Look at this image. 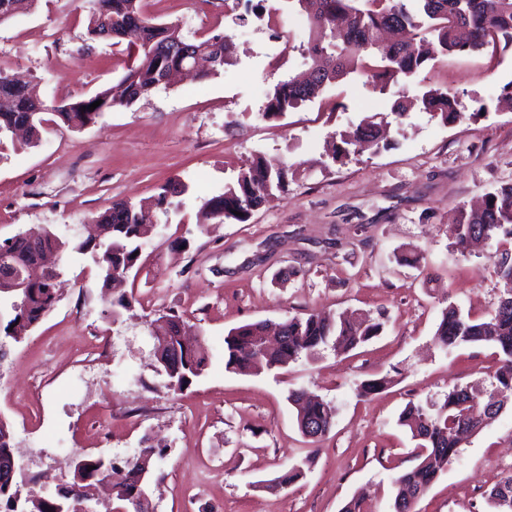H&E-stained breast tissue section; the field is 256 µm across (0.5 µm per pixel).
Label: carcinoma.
<instances>
[{
	"mask_svg": "<svg viewBox=\"0 0 512 512\" xmlns=\"http://www.w3.org/2000/svg\"><path fill=\"white\" fill-rule=\"evenodd\" d=\"M35 0H0V22L18 12L28 10ZM87 33L92 37H110V32L131 22L143 26V36L136 44L124 67V106L129 107L162 85L172 71L187 64L182 49L207 54L210 68L200 74L208 77L224 69L231 55V38L224 34L201 36L189 41L178 22H157L146 14L145 0H92ZM292 7L307 12L310 34L307 47L311 60L308 75L279 81L268 95L263 116L280 118L304 102L316 98L326 87L351 75L366 83L395 84L414 76L426 63L449 54L480 55L487 49L512 48V0H289ZM101 104L94 110L89 105ZM114 97L102 89L90 97H68L48 103L29 85L17 86L0 71V152L7 149L11 129L28 128L29 145L41 141L44 124L76 129L96 121L115 108ZM423 108L433 118L448 125L466 118L459 110L457 92L451 88L431 87L422 97ZM383 131L377 116L362 119L343 140L348 146L376 150L388 147L381 143ZM292 165L272 168L257 159L241 169L235 182L224 186V193L203 204L206 215L221 222L247 221L252 213L269 203L277 194L288 191ZM148 211L141 204L119 200L100 215L104 242L82 241L79 252L92 251L104 272V283L110 284L109 272L136 265L142 251V238L147 233ZM454 246L465 256L471 241L482 238L495 246L493 272L502 284L497 307L486 316L474 317L450 305L442 311L434 334L436 344L444 351L485 344L497 349L500 366L489 386L477 389L456 385L435 409L420 403H407L398 418L399 425L409 429L417 441V464L394 479L398 492L393 512H414L415 504L448 470L457 458L458 448L470 434L494 420L504 403L512 399V265L499 261V256L512 253V185L502 186L486 194L480 208L459 207L457 224L451 230ZM25 269L26 287L14 290L0 283V294H11L14 316L4 326L5 336L19 341L46 315L57 301L58 270L36 263L29 248L20 249ZM182 318L170 313L155 320V357L166 376V387L174 392L190 386L207 366L208 355L203 341L188 338L181 341L174 328ZM264 322L248 323L230 330L224 338V367L229 372L249 369L285 368L302 357L311 358L331 346L338 352L352 350L380 335L383 324L368 314L349 320L335 319L315 313L293 316L278 325L279 343L261 347ZM390 378L366 379L357 387V396L367 398L381 393ZM288 400L297 410L300 432L321 439L332 431L336 411L319 399L306 396L304 390H293ZM12 429L0 418V506L5 512H71L74 500L93 498V487L115 466L102 458H82L72 467L68 487L74 496L59 494L20 495L23 482L9 477V454ZM156 448L145 445L124 461L125 474L116 476L112 489L115 498L127 501L133 512H147L136 506L141 496L138 486L142 474ZM307 458L294 464L277 478L286 488L304 475ZM93 470H88V467ZM512 473L501 477L488 494L493 512H512Z\"/></svg>",
	"mask_w": 512,
	"mask_h": 512,
	"instance_id": "1",
	"label": "carcinoma"
}]
</instances>
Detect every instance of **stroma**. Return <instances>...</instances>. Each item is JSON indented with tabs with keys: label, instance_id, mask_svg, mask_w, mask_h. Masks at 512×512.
Listing matches in <instances>:
<instances>
[{
	"label": "stroma",
	"instance_id": "obj_1",
	"mask_svg": "<svg viewBox=\"0 0 512 512\" xmlns=\"http://www.w3.org/2000/svg\"><path fill=\"white\" fill-rule=\"evenodd\" d=\"M89 0H36L0 23V69L34 85L46 101L118 84L128 40L89 38ZM277 9L290 54L269 29ZM158 22L187 37L226 34L231 65L204 80L175 79L130 107L79 130L43 133L38 147L0 154V241L29 230L87 236L113 200L150 202L176 180L188 192L154 209V229L123 289L103 286L90 255L57 256L58 301L0 362V417L26 448L28 486L54 494L78 455L124 460L143 441L160 446L148 480L152 512H340L362 496L364 512H391L392 481L415 465V442L397 424L408 401L441 403L449 387H483L499 362L493 347L446 353L433 343L442 310L481 316L499 288L492 249L460 257L450 235L455 208L512 183V48L495 57L456 55L405 83L415 99L391 124L392 148L339 162L327 143L362 118L390 114L395 87L353 76L280 120L266 96L308 67L304 16L286 0H146ZM429 85L457 89L471 118L443 125L417 101ZM299 165L286 194L248 221L200 223L256 157ZM419 251L420 267L404 263ZM130 309H118L121 296ZM371 314L381 336L346 354L325 350L288 369L224 368L231 328L278 323L312 311ZM181 315L208 353L204 374L176 394L154 369L150 323ZM390 376L368 399L358 384ZM335 406L321 441L298 430L289 391ZM293 487L275 479L306 456ZM512 471V404L460 448L416 512H490L485 493Z\"/></svg>",
	"mask_w": 512,
	"mask_h": 512
}]
</instances>
